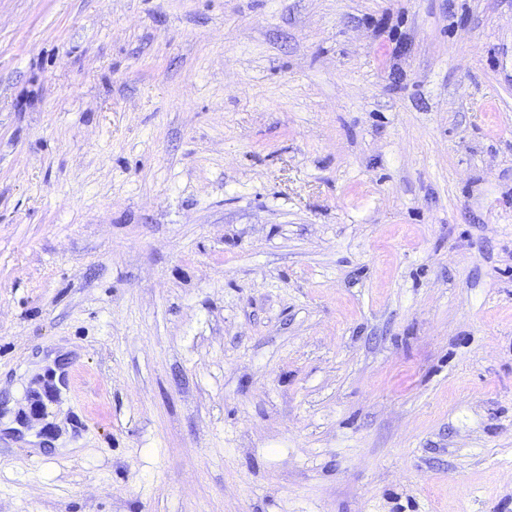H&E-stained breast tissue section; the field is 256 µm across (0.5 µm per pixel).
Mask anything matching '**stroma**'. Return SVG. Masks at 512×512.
Here are the masks:
<instances>
[{
    "mask_svg": "<svg viewBox=\"0 0 512 512\" xmlns=\"http://www.w3.org/2000/svg\"><path fill=\"white\" fill-rule=\"evenodd\" d=\"M4 419L0 512H512V0H0Z\"/></svg>",
    "mask_w": 512,
    "mask_h": 512,
    "instance_id": "stroma-1",
    "label": "stroma"
}]
</instances>
